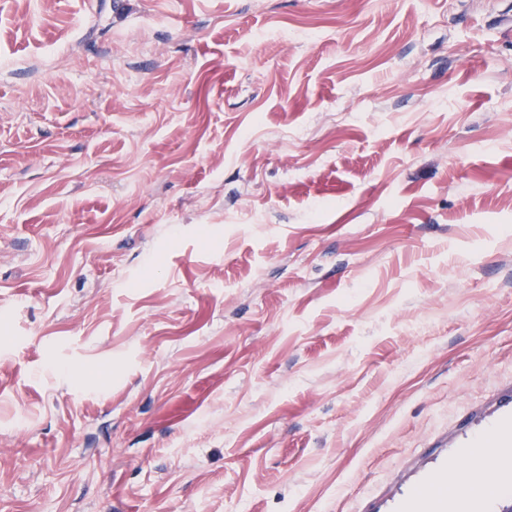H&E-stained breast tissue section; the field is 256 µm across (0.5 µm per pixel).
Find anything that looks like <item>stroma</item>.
<instances>
[{
    "label": "stroma",
    "instance_id": "obj_1",
    "mask_svg": "<svg viewBox=\"0 0 512 512\" xmlns=\"http://www.w3.org/2000/svg\"><path fill=\"white\" fill-rule=\"evenodd\" d=\"M512 412V0H0V512H392Z\"/></svg>",
    "mask_w": 512,
    "mask_h": 512
}]
</instances>
